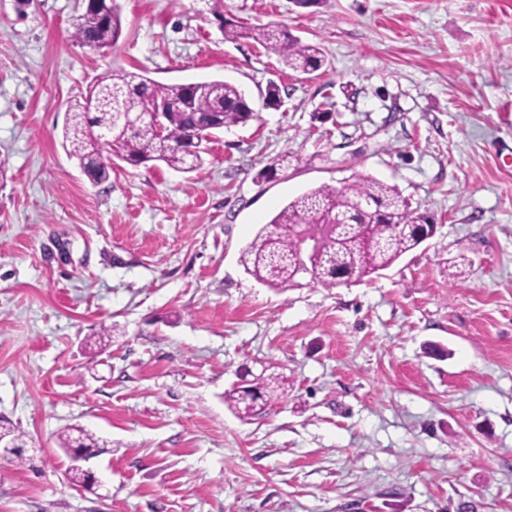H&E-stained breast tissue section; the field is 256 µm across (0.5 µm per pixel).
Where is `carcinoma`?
Instances as JSON below:
<instances>
[{"label": "carcinoma", "mask_w": 512, "mask_h": 512, "mask_svg": "<svg viewBox=\"0 0 512 512\" xmlns=\"http://www.w3.org/2000/svg\"><path fill=\"white\" fill-rule=\"evenodd\" d=\"M121 34L116 0H95L93 10L72 22L71 38L91 48H113ZM224 36L269 46L296 71L313 73L324 65L320 49L301 43L284 25L247 28L226 20ZM182 95L190 106L165 113L163 133L149 122L132 121L151 112L158 102ZM69 112L65 146L94 183L107 181L112 171V165L101 160L103 152L129 165L159 161L176 171H193L203 163L204 148L188 142L197 131L215 132L254 117L245 93L230 82L216 79L170 86L124 69L112 71L71 100ZM422 223L420 213L395 188L358 177L339 188L317 187L290 201L243 249L240 262L247 273L270 288L300 286L301 258L296 239L288 236V225L307 224L309 234L321 242L318 274L312 281L335 287L336 269L344 268L353 282H361L421 245ZM287 391L288 378L265 366L246 388L226 393L225 401L244 420L263 412ZM0 438L5 440L0 458L23 461L14 430L0 426ZM78 440L85 443L84 451H94L96 441L80 427L65 431L63 448L73 449Z\"/></svg>", "instance_id": "cac0c4a2"}]
</instances>
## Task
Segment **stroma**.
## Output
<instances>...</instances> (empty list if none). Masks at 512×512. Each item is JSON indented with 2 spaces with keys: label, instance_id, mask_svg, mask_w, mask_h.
Segmentation results:
<instances>
[{
  "label": "stroma",
  "instance_id": "stroma-1",
  "mask_svg": "<svg viewBox=\"0 0 512 512\" xmlns=\"http://www.w3.org/2000/svg\"><path fill=\"white\" fill-rule=\"evenodd\" d=\"M118 3L95 49L70 38L83 0H0V425L24 456L0 459V512H512V0ZM228 20L287 25L325 64L288 69ZM118 69L231 82L256 116L193 172L91 183L67 105ZM357 175L433 236L347 286L245 271L289 201ZM265 364L288 394L240 420L224 394ZM70 426L98 445L83 487Z\"/></svg>",
  "mask_w": 512,
  "mask_h": 512
}]
</instances>
